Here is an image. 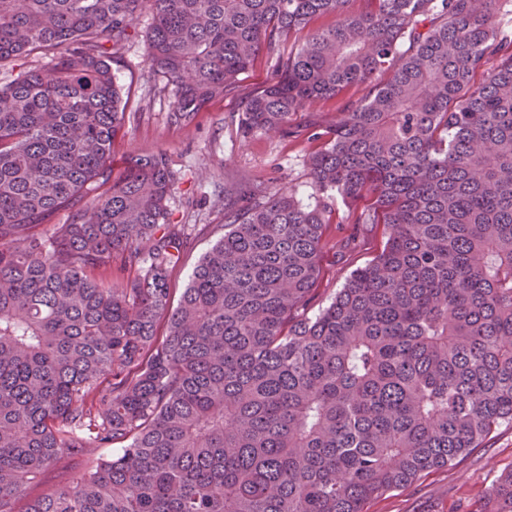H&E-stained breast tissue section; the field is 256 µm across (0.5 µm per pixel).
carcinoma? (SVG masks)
<instances>
[{
	"label": "carcinoma",
	"mask_w": 512,
	"mask_h": 512,
	"mask_svg": "<svg viewBox=\"0 0 512 512\" xmlns=\"http://www.w3.org/2000/svg\"><path fill=\"white\" fill-rule=\"evenodd\" d=\"M348 2L0 0V65L51 56L0 85V512H363L512 421V0ZM146 4V62L186 126L334 16L238 110L242 134L290 137L295 113L368 87L309 130V167L387 239L317 314L328 203L246 179L172 304L176 174L162 151L112 168L127 115L106 44ZM65 459L81 475L27 498ZM486 509L512 512V470Z\"/></svg>",
	"instance_id": "cac0c4a2"
}]
</instances>
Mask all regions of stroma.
<instances>
[{
    "label": "stroma",
    "mask_w": 512,
    "mask_h": 512,
    "mask_svg": "<svg viewBox=\"0 0 512 512\" xmlns=\"http://www.w3.org/2000/svg\"><path fill=\"white\" fill-rule=\"evenodd\" d=\"M152 23L149 10L136 21L137 35L116 54L112 72L120 85L131 119L112 145V166L123 169L132 157L165 152L176 172L168 201V221L184 226L188 247L170 274L169 286L181 294L201 257L224 234L220 203L225 184L242 178L293 190L305 204L317 202L311 185L309 157L316 142L257 132L242 135L237 126L241 102L262 89L275 69L276 57L259 53L235 87L212 99L194 124L181 126L170 119L174 88L151 76L142 39ZM365 87L353 86L342 96L314 103L295 113L293 128L309 124L331 129L346 101L361 98ZM320 256L321 272L307 308L327 305L350 273L370 262L385 242L381 224H357L354 206L331 204ZM512 469V422H503L456 466L430 471L411 484L369 499L364 512H483L488 488Z\"/></svg>",
    "instance_id": "35a3bbf8"
}]
</instances>
